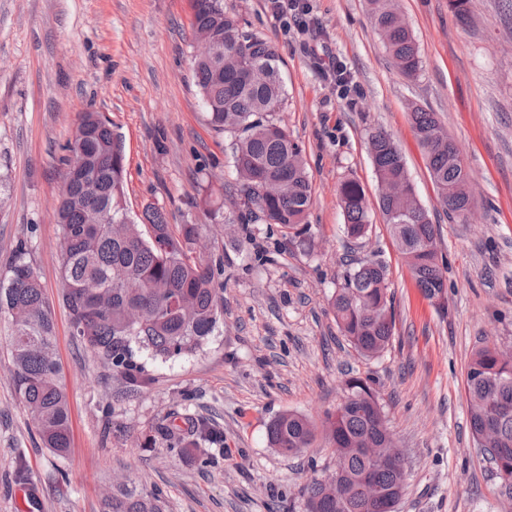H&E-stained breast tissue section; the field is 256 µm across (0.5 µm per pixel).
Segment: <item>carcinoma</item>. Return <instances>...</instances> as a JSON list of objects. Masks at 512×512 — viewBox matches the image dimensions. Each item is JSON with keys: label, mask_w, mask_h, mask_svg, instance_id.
Returning <instances> with one entry per match:
<instances>
[{"label": "carcinoma", "mask_w": 512, "mask_h": 512, "mask_svg": "<svg viewBox=\"0 0 512 512\" xmlns=\"http://www.w3.org/2000/svg\"><path fill=\"white\" fill-rule=\"evenodd\" d=\"M375 30L394 65L412 77L420 70L419 47L400 18L395 0H368ZM193 28L216 35L221 52L208 60L191 58L209 125L231 137L240 200L234 224H274L283 235L305 248L312 236L305 224L312 204V182L301 145L281 124L285 100L280 56L269 40L250 33L238 17L224 11L220 0H193ZM267 72L252 84L247 71ZM412 126L427 156L430 178L443 209L461 210L472 201L469 172L462 152L443 129L436 113L415 107ZM78 149L81 165L63 174L57 209L62 249L60 298L72 336L91 354L132 383L144 382L136 354L169 360L195 352L217 328L222 312L219 281L223 270L194 246L202 224L167 223L164 213H147L149 233L129 216L125 191V157L108 119L84 112L66 150ZM376 180H403L407 192L379 200V208L417 287L432 300L444 292L442 268L425 241L436 233L430 215L417 199L402 153L384 130L368 136ZM345 217L344 233L357 242L371 227L364 188L355 179L337 189ZM387 266L366 260L346 272L330 298L342 335L362 356L383 353L394 335L392 301L384 283ZM11 324L10 353L15 393L31 409L45 448L57 456L71 448V411L62 385L52 309L42 281L19 243L0 276V320ZM470 426L477 446L496 470L512 473V365L500 361L495 347L478 349L466 374ZM329 417L328 435L341 456L343 494L327 493L322 476L305 487L306 512H391L405 489L404 473L374 462L358 447H381L387 431L383 408L373 390L360 379ZM159 434L186 455L197 440L217 436L200 426L189 439L175 424ZM314 425L305 416L285 412L270 425V445L284 455L309 448ZM100 512H166L154 492L125 485L101 499Z\"/></svg>", "instance_id": "carcinoma-1"}]
</instances>
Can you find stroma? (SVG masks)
Segmentation results:
<instances>
[{
	"label": "stroma",
	"mask_w": 512,
	"mask_h": 512,
	"mask_svg": "<svg viewBox=\"0 0 512 512\" xmlns=\"http://www.w3.org/2000/svg\"><path fill=\"white\" fill-rule=\"evenodd\" d=\"M301 31L267 0H223L246 31L272 40L283 62L280 117L301 145L314 200L312 250L267 224H239L200 206L202 187L236 181L228 135L207 122L190 62L191 0H0V266L18 243L55 303L57 350L71 407L73 441L63 457L43 448L30 409L12 383L9 330L0 323V512H99L116 480L164 499L167 512H304L303 486L333 465L328 413L350 379L374 388L404 454L397 512H512V495L470 427L466 369L480 347L512 349V0H469L461 23L448 0H397L419 46L417 75H403L376 33L367 0H309ZM323 49L349 73L340 90L317 69ZM436 112L462 151L475 218L444 214L410 111ZM84 112L112 122L125 153L127 205L172 224H202L206 260L223 269L224 310L209 342L172 360L150 359L148 384L131 387L71 334L58 304L64 145ZM399 144L416 196L439 230L447 302L416 287L378 207L367 136ZM363 185L372 234L345 245L336 188ZM389 269L395 310L390 346L360 356L342 336L329 300L354 258ZM295 412L315 440L285 457L270 424ZM204 424L222 436L198 456L171 451L158 430ZM24 455L25 476L16 474Z\"/></svg>",
	"instance_id": "35a3bbf8"
}]
</instances>
